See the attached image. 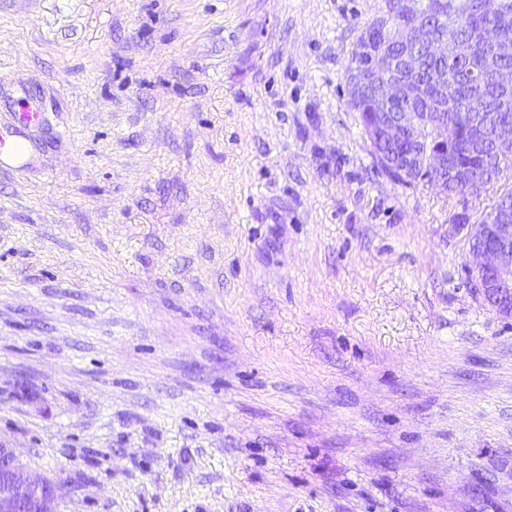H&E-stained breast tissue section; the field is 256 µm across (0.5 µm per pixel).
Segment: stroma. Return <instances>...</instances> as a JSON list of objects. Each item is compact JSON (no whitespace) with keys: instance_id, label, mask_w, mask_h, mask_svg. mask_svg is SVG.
I'll list each match as a JSON object with an SVG mask.
<instances>
[{"instance_id":"obj_1","label":"stroma","mask_w":512,"mask_h":512,"mask_svg":"<svg viewBox=\"0 0 512 512\" xmlns=\"http://www.w3.org/2000/svg\"><path fill=\"white\" fill-rule=\"evenodd\" d=\"M386 0H0V444L57 512H512L477 205L382 172ZM42 119L41 104L37 97L26 95L20 112H14L11 122L0 123V162L2 159L20 160L27 146L20 126H32Z\"/></svg>"}]
</instances>
